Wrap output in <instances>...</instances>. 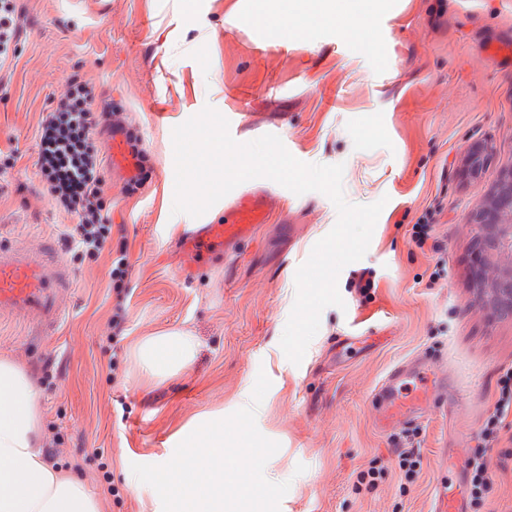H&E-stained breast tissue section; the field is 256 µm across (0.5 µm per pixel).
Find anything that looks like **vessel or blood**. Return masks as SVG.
Listing matches in <instances>:
<instances>
[{
  "label": "vessel or blood",
  "mask_w": 512,
  "mask_h": 512,
  "mask_svg": "<svg viewBox=\"0 0 512 512\" xmlns=\"http://www.w3.org/2000/svg\"><path fill=\"white\" fill-rule=\"evenodd\" d=\"M110 160L131 171L137 168L123 133L112 137ZM270 212L266 195L242 196L228 209L223 223L193 229L181 240L180 248L197 257L216 252L250 236L257 225L267 222ZM71 283L70 269L53 255L48 244H40L34 251L0 244V310L21 316L35 333L57 326L63 295ZM432 387L428 368L410 373L398 367L390 369L378 392L382 427L418 422L430 408Z\"/></svg>",
  "instance_id": "1"
}]
</instances>
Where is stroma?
Returning <instances> with one entry per match:
<instances>
[{
  "label": "stroma",
  "mask_w": 512,
  "mask_h": 512,
  "mask_svg": "<svg viewBox=\"0 0 512 512\" xmlns=\"http://www.w3.org/2000/svg\"><path fill=\"white\" fill-rule=\"evenodd\" d=\"M19 4V58L0 90V150L19 158L0 172V238L33 249L52 239L73 280L51 335L0 313V356L38 392L52 467L79 478L101 512H162L132 464L168 462L175 432L196 415L243 408L262 371L271 387L256 424L280 445L264 475L290 484L280 512H431L440 484L464 486L468 450L512 368V322L476 304L482 256L468 226L512 170V63L487 55L491 43L512 41V0H392L359 37L326 24L286 41L244 21L245 0ZM72 76L123 112L143 158L133 187L103 167L112 237L128 244L117 287L109 253L78 252L39 193L38 122ZM207 105L237 141L270 133L302 162L343 165L349 203L386 202L366 255L339 274L343 307L322 311L300 364L280 346L295 273L337 211L319 192L245 181L241 190L272 192L282 208L185 274L179 238L192 218L172 211V130ZM474 143L487 150L476 178L463 164ZM425 222L429 235L416 243ZM364 275L375 282L365 294ZM120 298L125 331L113 339ZM172 329L196 337V357L177 376L147 381L134 345ZM415 358L446 379L436 397L447 407L410 429L422 453L410 482L391 451L405 431L378 432L373 395L393 366ZM501 433L489 489L468 512H512V417ZM368 470L374 482L360 480Z\"/></svg>",
  "instance_id": "35a3bbf8"
}]
</instances>
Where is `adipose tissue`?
I'll return each instance as SVG.
<instances>
[{"label":"adipose tissue","mask_w":512,"mask_h":512,"mask_svg":"<svg viewBox=\"0 0 512 512\" xmlns=\"http://www.w3.org/2000/svg\"><path fill=\"white\" fill-rule=\"evenodd\" d=\"M250 21L283 34L310 31L330 23L348 36L358 21L382 12L389 0H250ZM194 336L164 331L137 345V358L149 379L174 376L193 361ZM39 397L15 360L0 357V512H100L101 504L80 480L43 459L38 439Z\"/></svg>","instance_id":"1"}]
</instances>
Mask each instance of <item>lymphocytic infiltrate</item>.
Here are the masks:
<instances>
[{
	"label": "lymphocytic infiltrate",
	"mask_w": 512,
	"mask_h": 512,
	"mask_svg": "<svg viewBox=\"0 0 512 512\" xmlns=\"http://www.w3.org/2000/svg\"><path fill=\"white\" fill-rule=\"evenodd\" d=\"M22 19L16 0H0V71L18 56ZM95 101L92 83L74 77L65 81L54 106L39 123L35 163L44 193L60 212L78 219L67 228L66 238L90 254L104 249L112 230L101 202L105 178L100 137L117 126L111 104L99 108ZM500 388L495 411L469 453L468 494L474 501L488 489L487 454L498 444L503 422L512 416L511 368L501 376Z\"/></svg>",
	"instance_id": "lymphocytic-infiltrate-1"
}]
</instances>
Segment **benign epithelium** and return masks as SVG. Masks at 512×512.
I'll use <instances>...</instances> for the list:
<instances>
[{
    "instance_id": "7a95c632",
    "label": "benign epithelium",
    "mask_w": 512,
    "mask_h": 512,
    "mask_svg": "<svg viewBox=\"0 0 512 512\" xmlns=\"http://www.w3.org/2000/svg\"><path fill=\"white\" fill-rule=\"evenodd\" d=\"M484 156L483 146H470L465 167L478 174ZM471 226L484 256L478 303L492 306L499 319L512 321V170L487 194Z\"/></svg>"
}]
</instances>
